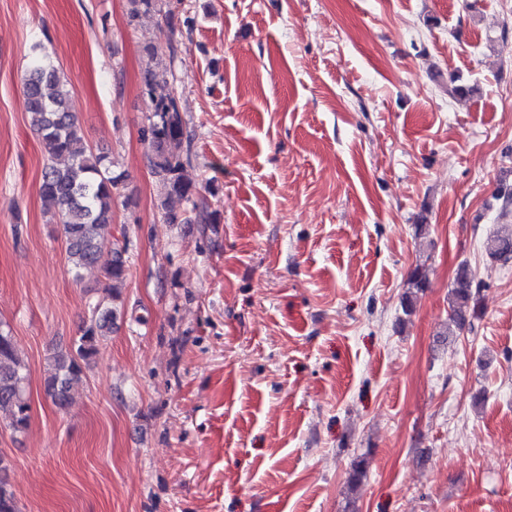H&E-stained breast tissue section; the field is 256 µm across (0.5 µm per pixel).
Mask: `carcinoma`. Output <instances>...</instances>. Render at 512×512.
I'll return each instance as SVG.
<instances>
[{
	"label": "carcinoma",
	"instance_id": "obj_1",
	"mask_svg": "<svg viewBox=\"0 0 512 512\" xmlns=\"http://www.w3.org/2000/svg\"><path fill=\"white\" fill-rule=\"evenodd\" d=\"M130 14L156 15L166 25L169 43V72L175 74L178 43L174 40L173 12L168 0H128ZM25 104L31 127L41 137L51 158L42 174L41 198L44 210L57 219L67 244L68 263L74 277L98 269L108 281L111 297L126 276L124 250L107 246L102 230L112 223V205L123 177L112 175L106 157L88 150L77 119L68 106V91L60 71L50 63H36L27 72ZM156 72L142 75V90L149 99L148 127L143 135L148 144V165L167 188L168 196L191 203L190 211L170 209L164 219L170 224H213L216 213L198 206L193 189L184 177L191 163V143L184 135L179 99L175 92H157ZM490 256L504 264L512 261V234L496 235L487 241ZM448 335L459 336L473 329L479 315L477 289L469 266L459 265L448 303ZM115 311L95 306L81 335L68 349L56 348L47 358L44 389L52 403L67 411L85 379V368L99 352V345L112 332ZM24 367L16 356L10 332L0 327V412L8 416L7 426L20 431L29 422V404L24 398ZM0 512H20L9 488L8 466L0 458Z\"/></svg>",
	"mask_w": 512,
	"mask_h": 512
}]
</instances>
